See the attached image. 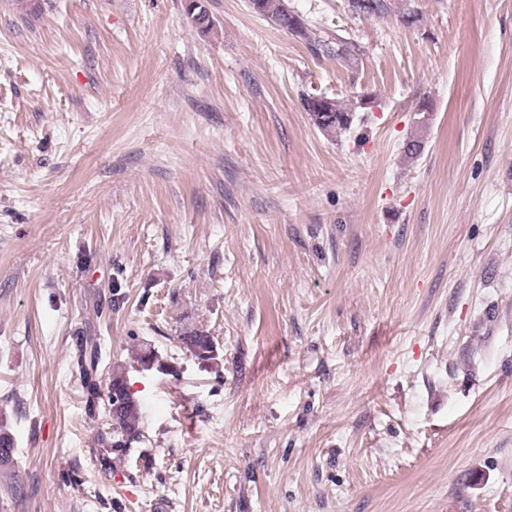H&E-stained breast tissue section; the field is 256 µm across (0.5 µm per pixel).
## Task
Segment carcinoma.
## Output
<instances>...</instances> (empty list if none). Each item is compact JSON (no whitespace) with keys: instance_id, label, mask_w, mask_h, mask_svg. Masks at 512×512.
<instances>
[{"instance_id":"cac0c4a2","label":"carcinoma","mask_w":512,"mask_h":512,"mask_svg":"<svg viewBox=\"0 0 512 512\" xmlns=\"http://www.w3.org/2000/svg\"><path fill=\"white\" fill-rule=\"evenodd\" d=\"M352 9L349 15L353 19L374 18L386 20L393 18L406 27L420 22V12L415 0H349ZM250 9L271 21L277 27L300 38L314 56H334L347 64L357 63L362 52L358 42L340 34L324 36L313 31L312 23L295 11L288 0H249ZM186 15L193 26L205 33L211 29L212 20L204 0H188ZM303 107L309 113L317 128L328 136L351 128L354 114L367 108L369 99L363 95L343 105L334 98L322 95H308L302 100ZM181 343L190 355L202 362L214 363L221 358V351L212 336L197 328H188L180 336ZM135 360L145 370L152 368L168 371L170 367L158 357L155 348L146 343L135 353ZM102 361L100 344L91 337L82 336L76 341L73 357V373L78 376L86 394L88 413L96 410L101 399L99 369ZM120 396L118 403H108L112 428L109 436L102 439L109 451L121 452L138 441L141 436L142 412L138 402L130 392L126 367L113 366L107 384L106 396ZM15 442L13 436L0 424V468L13 462Z\"/></svg>"}]
</instances>
